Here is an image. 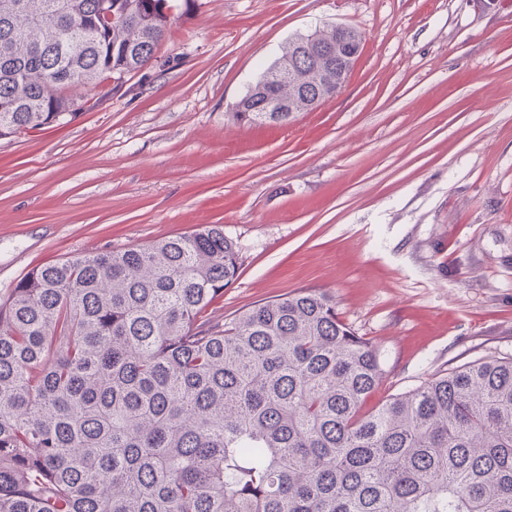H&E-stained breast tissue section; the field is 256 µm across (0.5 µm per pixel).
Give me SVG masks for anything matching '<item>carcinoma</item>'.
Segmentation results:
<instances>
[{"label":"carcinoma","instance_id":"obj_1","mask_svg":"<svg viewBox=\"0 0 512 512\" xmlns=\"http://www.w3.org/2000/svg\"><path fill=\"white\" fill-rule=\"evenodd\" d=\"M159 0H0V138L66 125L69 89L155 58ZM351 52L360 34H328ZM288 42L300 85L320 43ZM240 100L255 112L267 75ZM221 224L32 269L0 295V512H512V358L435 374L364 412L381 353L324 291L222 321Z\"/></svg>","mask_w":512,"mask_h":512}]
</instances>
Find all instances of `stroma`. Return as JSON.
<instances>
[{"label":"stroma","instance_id":"1","mask_svg":"<svg viewBox=\"0 0 512 512\" xmlns=\"http://www.w3.org/2000/svg\"><path fill=\"white\" fill-rule=\"evenodd\" d=\"M362 36L341 93L285 125L236 103L290 39ZM157 62L75 120L0 140V294L33 268L220 224L221 321L330 293L381 352L373 409L512 357V11L506 0H201Z\"/></svg>","mask_w":512,"mask_h":512}]
</instances>
